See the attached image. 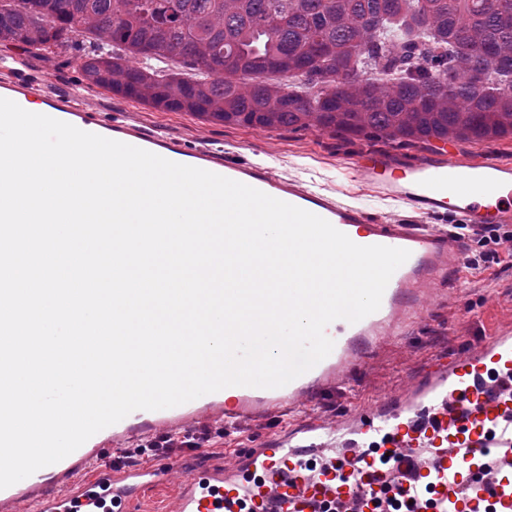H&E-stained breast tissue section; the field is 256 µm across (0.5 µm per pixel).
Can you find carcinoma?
Returning <instances> with one entry per match:
<instances>
[{
	"mask_svg": "<svg viewBox=\"0 0 512 512\" xmlns=\"http://www.w3.org/2000/svg\"><path fill=\"white\" fill-rule=\"evenodd\" d=\"M1 42L76 51L90 86L226 125L512 137V0H0Z\"/></svg>",
	"mask_w": 512,
	"mask_h": 512,
	"instance_id": "1",
	"label": "carcinoma"
}]
</instances>
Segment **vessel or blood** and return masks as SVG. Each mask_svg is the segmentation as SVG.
<instances>
[{
    "label": "vessel or blood",
    "instance_id": "vessel-or-blood-1",
    "mask_svg": "<svg viewBox=\"0 0 512 512\" xmlns=\"http://www.w3.org/2000/svg\"><path fill=\"white\" fill-rule=\"evenodd\" d=\"M19 60L0 61V98L103 137L133 145L170 161L202 168L254 187L314 213L354 243L409 250L392 275L376 312L356 323L337 320L325 333L332 352L308 372L279 388L230 386L182 405L137 410L104 428L63 460L0 490V512H136L141 490L182 474L172 512H371L367 502L382 486L402 492L441 475L436 505L467 512H512V452L501 453L494 424L512 422V332L502 330L452 360L435 361L419 391L357 411L345 425L307 419L291 434L267 437L254 454L231 467L202 461L190 449L160 454L148 464L111 461L118 442H147L161 435H194L200 422L234 427L249 420L305 415L311 403L342 393L351 371L363 366L384 339L415 325L432 295L461 279L464 248L454 232L429 224L375 221L302 181L255 164H236L223 152L190 148L167 137L144 134L126 117L99 122L94 110L67 94L43 91L23 78ZM358 180L383 197L399 198L434 216L452 210L468 225L512 224V163L466 160L443 153L427 162L398 165L367 150L352 162ZM383 445L390 467L375 468L365 448Z\"/></svg>",
    "mask_w": 512,
    "mask_h": 512
}]
</instances>
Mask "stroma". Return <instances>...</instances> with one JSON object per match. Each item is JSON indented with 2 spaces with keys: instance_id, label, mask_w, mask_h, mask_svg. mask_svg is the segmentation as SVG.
Instances as JSON below:
<instances>
[{
  "instance_id": "stroma-1",
  "label": "stroma",
  "mask_w": 512,
  "mask_h": 512,
  "mask_svg": "<svg viewBox=\"0 0 512 512\" xmlns=\"http://www.w3.org/2000/svg\"><path fill=\"white\" fill-rule=\"evenodd\" d=\"M28 69L52 93L71 94L76 103L98 110L101 120L124 115L149 135L166 136L190 146L226 153L246 162L269 163L278 174L300 179L315 189L336 193L342 200L386 221L427 223L412 205L378 197L358 182L352 158L366 149L363 141H348L316 129L264 130L244 125H222L188 112H161L132 99L89 86L77 64L58 66L56 60L28 58ZM469 267L455 289L442 290L420 323L405 335L380 344L367 363L350 375L343 395L311 406L313 416L344 422L357 409L415 386L437 356H453L481 344L486 336L512 327V258L502 246L464 237ZM296 416L285 422H248L238 428L208 430L202 446L214 458L247 455L272 433L297 428Z\"/></svg>"
}]
</instances>
